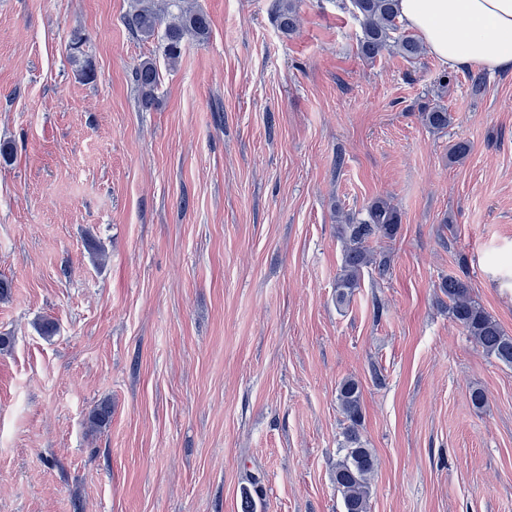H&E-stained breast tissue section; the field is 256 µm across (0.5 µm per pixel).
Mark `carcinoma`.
I'll list each match as a JSON object with an SVG mask.
<instances>
[{
	"mask_svg": "<svg viewBox=\"0 0 512 512\" xmlns=\"http://www.w3.org/2000/svg\"><path fill=\"white\" fill-rule=\"evenodd\" d=\"M359 22L361 36L358 50L365 60H373L385 50H394L408 59H417L424 53L423 44L414 36L401 32L396 0H342ZM276 19L286 33L299 26L296 0H276ZM126 28L133 34L150 39L162 34L164 55L170 64L180 57L184 40L203 39L209 34L206 14L188 0H134L132 9L124 16ZM86 43L79 34L72 36V57L81 62V76L87 80L96 76L95 65L85 51ZM139 106L150 110L155 105L159 70L151 58L140 61L133 70ZM423 121L435 130L448 127L451 116L447 109L434 106L422 112ZM401 218L398 210L384 197L374 199L366 208V215L358 218L350 214L340 216L336 227L337 238L343 244L340 272L336 278V304L344 305L352 291L359 287L364 269L373 267L384 275L387 261L376 257L372 243L378 239H392L398 233ZM439 288L448 298V317L476 347L488 357L512 366V336L473 297L467 282L457 275L442 279ZM362 391L359 381L345 379L337 391V401L347 426L342 432L340 451L336 462L334 482L341 492L344 512H368L371 480L377 469V458L365 446L359 426L362 421ZM112 404L107 400L97 404L89 414L90 431L108 425Z\"/></svg>",
	"mask_w": 512,
	"mask_h": 512,
	"instance_id": "carcinoma-1",
	"label": "carcinoma"
}]
</instances>
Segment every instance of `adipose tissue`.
<instances>
[{"label":"adipose tissue","instance_id":"1","mask_svg":"<svg viewBox=\"0 0 512 512\" xmlns=\"http://www.w3.org/2000/svg\"><path fill=\"white\" fill-rule=\"evenodd\" d=\"M397 9L445 63L512 70V0H398Z\"/></svg>","mask_w":512,"mask_h":512}]
</instances>
